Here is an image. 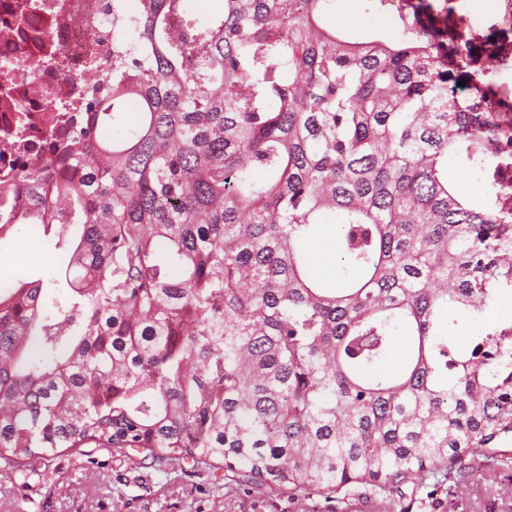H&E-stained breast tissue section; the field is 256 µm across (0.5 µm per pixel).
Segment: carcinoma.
Segmentation results:
<instances>
[{"mask_svg":"<svg viewBox=\"0 0 512 512\" xmlns=\"http://www.w3.org/2000/svg\"><path fill=\"white\" fill-rule=\"evenodd\" d=\"M333 7L112 0V80L0 181V238L39 224L59 263L0 292V460L143 448L329 500L512 438V319L487 318L512 294V149L485 86L454 101L476 75L443 32L352 36ZM325 226L342 288L304 248ZM448 179L454 182L464 195L474 196L483 193L484 181L481 176L478 178L471 171L461 169L451 160H448Z\"/></svg>","mask_w":512,"mask_h":512,"instance_id":"1","label":"carcinoma"}]
</instances>
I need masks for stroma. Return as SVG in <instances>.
<instances>
[{"instance_id": "obj_1", "label": "stroma", "mask_w": 512, "mask_h": 512, "mask_svg": "<svg viewBox=\"0 0 512 512\" xmlns=\"http://www.w3.org/2000/svg\"><path fill=\"white\" fill-rule=\"evenodd\" d=\"M455 14H478L471 48L474 58L512 29L483 15L482 0H453ZM331 24L356 34L402 33L400 11L391 0H336ZM0 290L17 287L31 271L56 276L53 242L39 225L19 224L0 240ZM229 471L196 467L152 457L140 450L80 448L59 452L22 473L0 461V512H512V445L496 458L463 454L450 477H427L387 498L357 484L345 501H328L305 492L240 485L224 491Z\"/></svg>"}]
</instances>
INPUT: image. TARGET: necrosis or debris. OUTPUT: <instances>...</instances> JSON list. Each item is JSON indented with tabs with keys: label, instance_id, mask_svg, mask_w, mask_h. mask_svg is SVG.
<instances>
[{
	"label": "necrosis or debris",
	"instance_id": "4bbe7bcc",
	"mask_svg": "<svg viewBox=\"0 0 512 512\" xmlns=\"http://www.w3.org/2000/svg\"><path fill=\"white\" fill-rule=\"evenodd\" d=\"M98 0H0V177H17L48 158L50 139L67 135L85 83L112 74V39ZM512 49L491 53L481 73L493 77L492 100L512 132Z\"/></svg>",
	"mask_w": 512,
	"mask_h": 512
}]
</instances>
